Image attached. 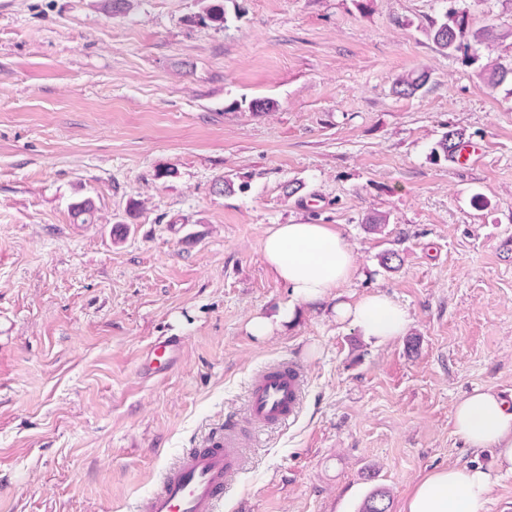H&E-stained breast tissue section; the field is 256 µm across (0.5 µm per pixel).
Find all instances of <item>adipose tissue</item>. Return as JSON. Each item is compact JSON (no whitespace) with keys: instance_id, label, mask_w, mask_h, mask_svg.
<instances>
[{"instance_id":"1","label":"adipose tissue","mask_w":512,"mask_h":512,"mask_svg":"<svg viewBox=\"0 0 512 512\" xmlns=\"http://www.w3.org/2000/svg\"><path fill=\"white\" fill-rule=\"evenodd\" d=\"M262 257L288 285L295 303H330L336 320L350 323L379 344L404 334L408 315L387 294L336 301V288L352 279L357 262L352 247L335 228L314 223L275 225L262 241ZM453 426L470 448L496 449L500 465L512 471L511 402L490 390H474L455 405ZM491 487V475L478 467L437 470L416 485L404 512H482Z\"/></svg>"}]
</instances>
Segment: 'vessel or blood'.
<instances>
[{"instance_id":"1","label":"vessel or blood","mask_w":512,"mask_h":512,"mask_svg":"<svg viewBox=\"0 0 512 512\" xmlns=\"http://www.w3.org/2000/svg\"><path fill=\"white\" fill-rule=\"evenodd\" d=\"M182 340L166 339L147 347L140 365L143 377L163 375L175 365ZM304 380L301 369L291 363L268 368L249 388L248 412L260 426L287 424L297 413ZM242 465L234 427L212 435L200 447L189 450L163 475L159 487L141 506V512H217L224 489Z\"/></svg>"}]
</instances>
